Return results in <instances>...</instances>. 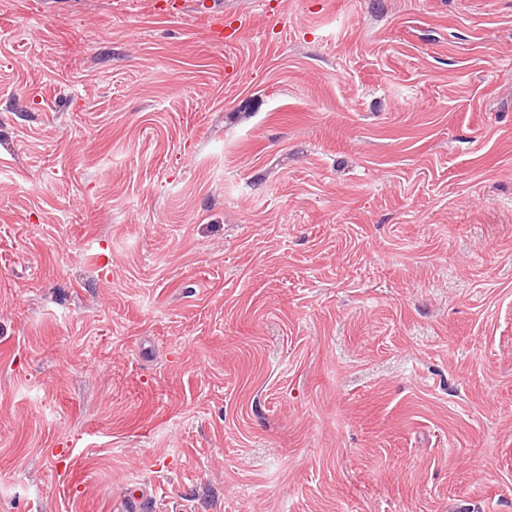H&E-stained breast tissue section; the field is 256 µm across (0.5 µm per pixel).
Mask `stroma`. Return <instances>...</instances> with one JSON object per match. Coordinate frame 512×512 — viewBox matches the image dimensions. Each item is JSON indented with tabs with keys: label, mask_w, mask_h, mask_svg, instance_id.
Masks as SVG:
<instances>
[{
	"label": "stroma",
	"mask_w": 512,
	"mask_h": 512,
	"mask_svg": "<svg viewBox=\"0 0 512 512\" xmlns=\"http://www.w3.org/2000/svg\"><path fill=\"white\" fill-rule=\"evenodd\" d=\"M0 0V512H512V0Z\"/></svg>",
	"instance_id": "35a3bbf8"
}]
</instances>
